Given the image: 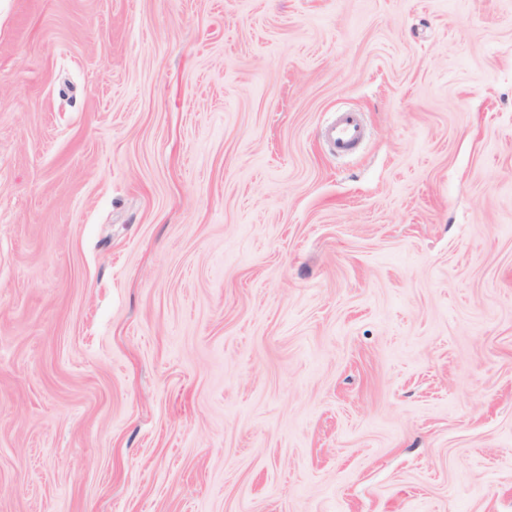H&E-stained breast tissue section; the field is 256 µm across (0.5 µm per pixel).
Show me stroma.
I'll use <instances>...</instances> for the list:
<instances>
[{
	"instance_id": "stroma-1",
	"label": "stroma",
	"mask_w": 512,
	"mask_h": 512,
	"mask_svg": "<svg viewBox=\"0 0 512 512\" xmlns=\"http://www.w3.org/2000/svg\"><path fill=\"white\" fill-rule=\"evenodd\" d=\"M0 512H512V0H0ZM324 136L336 155L355 152L365 138V127L356 113H341L325 127Z\"/></svg>"
}]
</instances>
